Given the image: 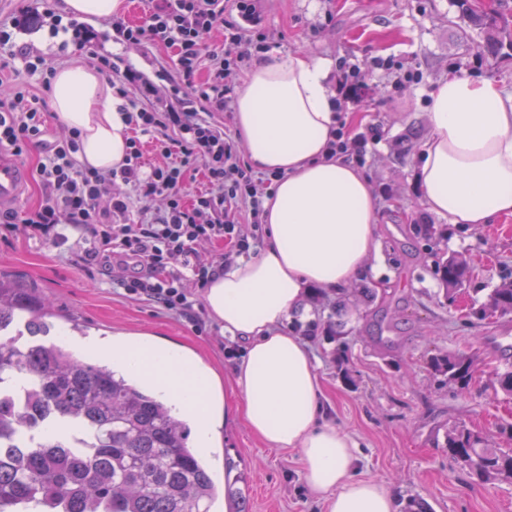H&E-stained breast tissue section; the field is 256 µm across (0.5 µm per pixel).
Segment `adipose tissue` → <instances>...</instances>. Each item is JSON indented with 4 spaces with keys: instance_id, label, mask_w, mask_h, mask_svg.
Listing matches in <instances>:
<instances>
[{
    "instance_id": "obj_1",
    "label": "adipose tissue",
    "mask_w": 512,
    "mask_h": 512,
    "mask_svg": "<svg viewBox=\"0 0 512 512\" xmlns=\"http://www.w3.org/2000/svg\"><path fill=\"white\" fill-rule=\"evenodd\" d=\"M332 66L304 51H270L237 88L234 135L251 168L274 175V187L263 202V248L212 280L205 301L244 347L225 407L267 446L299 451L305 481L327 512H397L389 488L355 478V441L328 420L313 352L286 327L310 288L343 290L379 254V198L364 171L333 152L342 115ZM51 98L59 122L81 132L82 166L105 172L123 164L129 131L97 71L76 61L61 67ZM428 121L415 157L422 206L473 229L512 216V91L489 78L448 74L430 93ZM112 363L198 415L199 440L208 442L210 372L152 343L114 347Z\"/></svg>"
}]
</instances>
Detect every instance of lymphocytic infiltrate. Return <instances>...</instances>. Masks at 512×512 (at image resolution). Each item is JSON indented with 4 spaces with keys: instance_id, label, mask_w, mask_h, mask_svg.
I'll return each mask as SVG.
<instances>
[{
    "instance_id": "f902f5d3",
    "label": "lymphocytic infiltrate",
    "mask_w": 512,
    "mask_h": 512,
    "mask_svg": "<svg viewBox=\"0 0 512 512\" xmlns=\"http://www.w3.org/2000/svg\"><path fill=\"white\" fill-rule=\"evenodd\" d=\"M141 25L114 18L116 39L128 43L152 42L178 49L177 66L187 96L206 105L205 113L174 111L166 98L150 106L128 101L119 107L133 130L151 134L161 163L145 166L137 139L124 164L106 172L79 164L80 132L47 140V128L38 99L23 87L0 78V148L23 155L33 144H43L46 158L37 173L44 188L38 205L17 216L0 212V224L14 229L24 224L30 235L51 243L92 230L100 245L114 255L142 261L140 275L123 280L129 297L151 301L167 311L203 323L204 310L196 294L258 239L263 199L271 178L257 177L237 157L225 134L208 120V113L226 112L236 89L229 78L252 43L246 23L256 21L255 0H149ZM233 8L241 24L225 23L226 8ZM223 30L224 44L215 47L206 38ZM204 82H196L200 69ZM202 165L209 189L197 193L191 205L182 202L185 172ZM133 186L140 197H164L166 206L151 222L128 219L129 201L114 192L116 182ZM203 241L227 243L229 249L213 260L196 249Z\"/></svg>"
}]
</instances>
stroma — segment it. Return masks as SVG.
Listing matches in <instances>:
<instances>
[{
	"mask_svg": "<svg viewBox=\"0 0 512 512\" xmlns=\"http://www.w3.org/2000/svg\"><path fill=\"white\" fill-rule=\"evenodd\" d=\"M252 39L262 51L288 55L300 50L362 64L381 60L346 104L353 133L377 127L363 169L381 206L377 275L355 280L342 292L310 289L291 325L304 336L318 361L328 417L359 444L361 476L415 497L431 512H512V483L482 484L449 459L446 434L457 425L481 432L491 446L506 447L500 425L512 423V397L492 384L495 370L512 365V315L480 321L472 302L483 301L512 272V217L474 230L449 223L421 205L413 158L430 128L427 100L448 72L468 73L512 89V50L488 45L483 26L459 0H259ZM65 13L64 0H0V39L18 51L33 48L46 25L45 11ZM87 27L90 42L78 54L66 46L43 50L46 66L80 59L115 86L141 96L144 83L169 91L177 86L176 48L112 40L110 17ZM442 229V252L465 259L470 280L455 303L443 298L426 241L416 227ZM0 272L36 289L50 302L60 328L70 320L89 326L85 339L67 338L81 355L112 341L144 340L177 345L183 354L229 381L233 341L214 319L194 326L157 305L129 298L118 280L128 271L111 259L88 258L83 244L54 245L24 228L0 229ZM375 289L362 306L359 289ZM340 325L348 344L349 377L336 367V341L327 325ZM480 352L485 366L469 391L445 385L430 359L445 352ZM213 445L221 467L237 472L234 489L245 512H325L305 483L295 452L264 446L237 419L225 418L223 400L211 406Z\"/></svg>",
	"mask_w": 512,
	"mask_h": 512,
	"instance_id": "obj_1",
	"label": "stroma"
}]
</instances>
